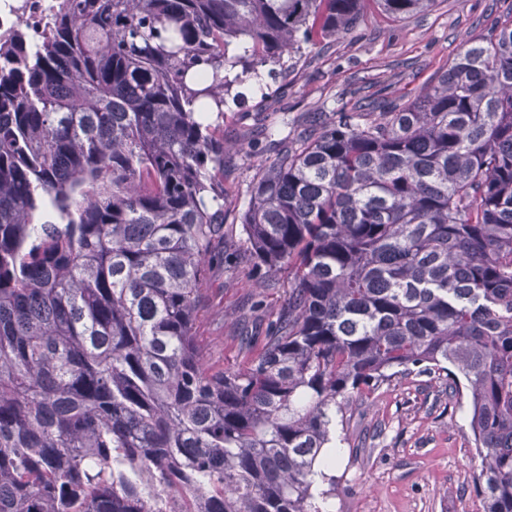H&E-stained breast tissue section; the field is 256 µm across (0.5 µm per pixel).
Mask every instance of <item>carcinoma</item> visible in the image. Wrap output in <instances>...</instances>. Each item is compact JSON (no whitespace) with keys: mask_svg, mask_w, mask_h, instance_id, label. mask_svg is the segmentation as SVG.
I'll use <instances>...</instances> for the list:
<instances>
[{"mask_svg":"<svg viewBox=\"0 0 512 512\" xmlns=\"http://www.w3.org/2000/svg\"><path fill=\"white\" fill-rule=\"evenodd\" d=\"M368 3L435 0H65L0 42V512H330L336 419L415 367L512 512V3L421 94L270 141L240 223L287 304L241 370L193 336L224 107Z\"/></svg>","mask_w":512,"mask_h":512,"instance_id":"1","label":"carcinoma"}]
</instances>
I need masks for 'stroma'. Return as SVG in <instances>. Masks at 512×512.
I'll use <instances>...</instances> for the list:
<instances>
[{
	"mask_svg": "<svg viewBox=\"0 0 512 512\" xmlns=\"http://www.w3.org/2000/svg\"><path fill=\"white\" fill-rule=\"evenodd\" d=\"M502 14L493 0H436L429 11L393 22L366 7L349 34L322 41L286 74L247 91L244 112L226 110L225 237L214 243L193 320L212 370L245 367L288 298L287 286L261 287L241 244L239 216L259 161L270 156L268 129L285 124L299 132L310 113L330 122L360 96L417 92L457 55L464 39L486 35ZM466 404L449 394L435 370L354 398L333 470L332 512H483Z\"/></svg>",
	"mask_w": 512,
	"mask_h": 512,
	"instance_id": "stroma-1",
	"label": "stroma"
}]
</instances>
